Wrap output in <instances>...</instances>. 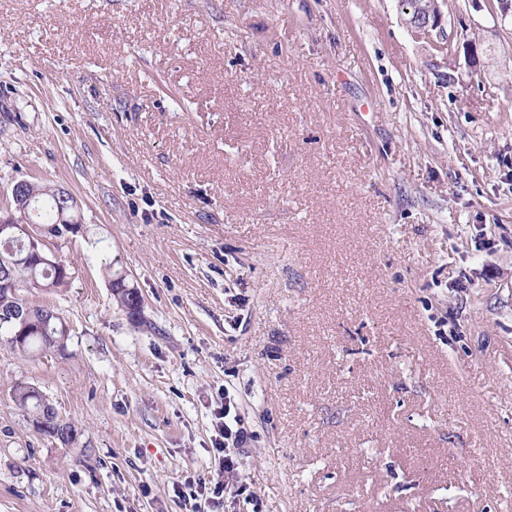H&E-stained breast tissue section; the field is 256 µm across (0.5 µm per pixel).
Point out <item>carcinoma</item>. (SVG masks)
<instances>
[{"label": "carcinoma", "instance_id": "cac0c4a2", "mask_svg": "<svg viewBox=\"0 0 512 512\" xmlns=\"http://www.w3.org/2000/svg\"><path fill=\"white\" fill-rule=\"evenodd\" d=\"M28 194L31 196V206L20 217L17 235L12 248L18 250L25 248L28 242L25 226L39 224L54 227L60 232L68 224L79 221L77 211L68 209L65 201L59 198V189L28 184ZM71 267L61 268L49 265H20L16 270V284L7 291L0 287V309L8 310L20 308L25 310V320L0 323V335L7 338L8 345L24 354L33 355L44 351H56L63 355L67 350L68 336L63 331L64 318L60 312L48 303H33L24 297L25 285L34 281L42 287L53 291L64 288L72 278ZM109 287L117 303L128 309L132 299L124 289L126 280L122 278V271L111 270L108 274ZM14 402L25 410L32 418V423L39 433L56 437L58 428L64 426L72 432L73 444H78L80 434L78 429L69 420L53 411L43 395L33 386L26 384L16 385L13 391ZM67 441L63 445L71 444Z\"/></svg>", "mask_w": 512, "mask_h": 512}]
</instances>
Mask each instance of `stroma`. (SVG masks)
I'll list each match as a JSON object with an SVG mask.
<instances>
[{"label":"stroma","instance_id":"obj_1","mask_svg":"<svg viewBox=\"0 0 512 512\" xmlns=\"http://www.w3.org/2000/svg\"><path fill=\"white\" fill-rule=\"evenodd\" d=\"M439 0H0V200L75 197L66 355L0 343V512H512V19ZM476 42L469 62L463 44ZM139 289L130 317L109 265ZM38 388L67 447L12 400ZM431 4L430 10L426 13V16H422L420 19L415 18L406 19L407 25L416 34L428 31L429 29H437L442 26V14L438 5V0H428ZM214 458L218 461L220 471L224 473V482L214 483L211 490L213 504L224 502V494L228 499L236 500L246 491L243 484L233 480L239 467V450L244 448L250 433L242 423L238 404L229 395L224 398V407L215 414Z\"/></svg>","mask_w":512,"mask_h":512}]
</instances>
